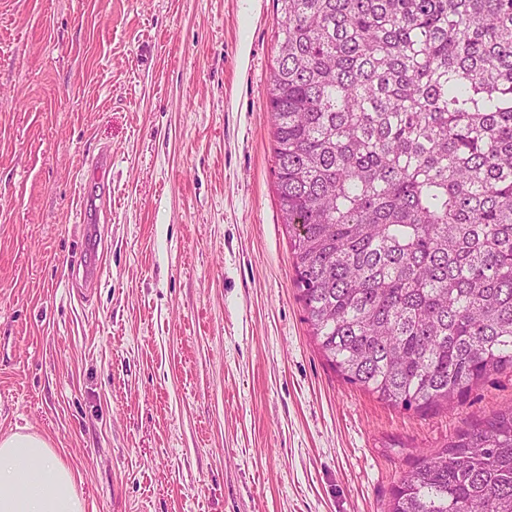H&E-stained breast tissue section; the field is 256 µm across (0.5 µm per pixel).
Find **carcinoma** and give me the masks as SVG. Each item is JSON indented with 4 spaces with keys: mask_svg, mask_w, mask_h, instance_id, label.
<instances>
[{
    "mask_svg": "<svg viewBox=\"0 0 512 512\" xmlns=\"http://www.w3.org/2000/svg\"><path fill=\"white\" fill-rule=\"evenodd\" d=\"M277 3V191L312 336L380 400L449 405L512 369V0ZM389 512H512V409Z\"/></svg>",
    "mask_w": 512,
    "mask_h": 512,
    "instance_id": "obj_1",
    "label": "carcinoma"
}]
</instances>
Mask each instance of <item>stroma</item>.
I'll use <instances>...</instances> for the list:
<instances>
[{"mask_svg":"<svg viewBox=\"0 0 512 512\" xmlns=\"http://www.w3.org/2000/svg\"><path fill=\"white\" fill-rule=\"evenodd\" d=\"M276 29L275 0H0V437L45 438L87 512H388L512 408L510 371L421 412L320 353L277 195Z\"/></svg>","mask_w":512,"mask_h":512,"instance_id":"1","label":"stroma"}]
</instances>
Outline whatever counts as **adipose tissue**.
I'll list each match as a JSON object with an SVG mask.
<instances>
[{"label":"adipose tissue","instance_id":"1","mask_svg":"<svg viewBox=\"0 0 512 512\" xmlns=\"http://www.w3.org/2000/svg\"><path fill=\"white\" fill-rule=\"evenodd\" d=\"M0 512H86L74 473L43 437L0 439Z\"/></svg>","mask_w":512,"mask_h":512}]
</instances>
